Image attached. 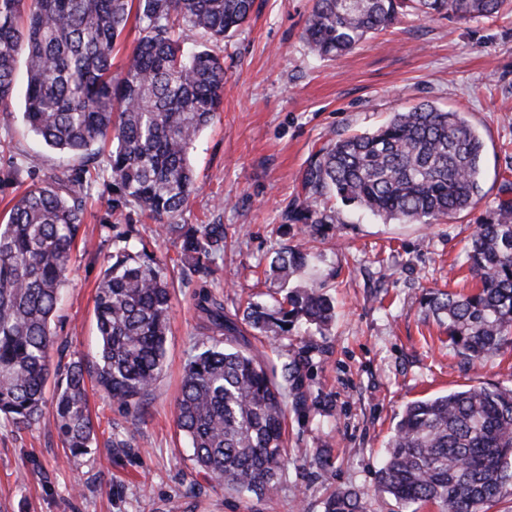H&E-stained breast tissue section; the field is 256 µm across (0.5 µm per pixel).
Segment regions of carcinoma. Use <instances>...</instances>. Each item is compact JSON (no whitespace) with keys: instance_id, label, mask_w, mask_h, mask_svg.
Listing matches in <instances>:
<instances>
[{"instance_id":"1","label":"carcinoma","mask_w":512,"mask_h":512,"mask_svg":"<svg viewBox=\"0 0 512 512\" xmlns=\"http://www.w3.org/2000/svg\"><path fill=\"white\" fill-rule=\"evenodd\" d=\"M509 0H313L303 39L319 58H339L412 12L467 22L496 18ZM255 0H0V110L15 94V64L25 55L24 119L53 150L82 156L106 140L112 178L125 203L162 224L179 244V260L202 281L194 307L206 349L187 364L176 424L195 464L238 493L276 490L288 454V388L307 359L276 370L245 339L282 340L298 320L321 331L334 306L320 285L287 292L274 303L251 301L242 316L224 312L208 288L210 265L224 249L222 224H171L187 207L196 177L191 149L224 99V61L188 49L172 33L176 17L218 41L249 18ZM135 14L140 37L121 72L112 52ZM482 139L459 112L421 103L397 111L373 131L329 140L302 176L305 198L284 214L311 235L336 223L320 198L400 223L431 224L471 211L482 191ZM80 184L65 178L23 194L0 219V415L18 428L42 416L55 339L58 291L82 224ZM94 305L98 361L71 362L58 393L54 427L72 458L88 454L96 429L86 378L113 400L137 407L165 368L174 278L166 257L137 238L117 234ZM308 262L286 248L269 274L288 279ZM474 291L437 290L426 298L446 324L450 345L479 364L512 340V199L477 226L466 250ZM512 480V389L453 391L406 406L377 471L375 495L404 506L432 503L441 512H487ZM324 512H369L350 489Z\"/></svg>"}]
</instances>
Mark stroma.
<instances>
[{
    "instance_id": "stroma-1",
    "label": "stroma",
    "mask_w": 512,
    "mask_h": 512,
    "mask_svg": "<svg viewBox=\"0 0 512 512\" xmlns=\"http://www.w3.org/2000/svg\"><path fill=\"white\" fill-rule=\"evenodd\" d=\"M311 8L312 0H256L249 21L218 42L175 29L224 60L223 105L191 153L197 190L175 221L223 225L212 285L225 312L235 314L251 296H283L264 270L289 245L309 254L291 286L318 280L335 305L305 374L307 401L288 405V469L276 493L259 498L217 487L176 427L175 398L201 337L194 276L175 280L167 368L141 410L126 411L89 387L98 446L69 459L53 426L57 383L70 362L97 359L94 299L119 246L113 225H135L169 263L179 253L156 223L117 205L109 147L95 146L86 160L65 158L28 130L20 62L10 109L0 112V215L27 189L83 166L89 173L79 239L51 323L56 344L43 416L26 429L0 417V512H323L326 498L346 488L372 512H409L374 494L405 405L455 390L512 388V344L470 365L423 304L431 290L474 288L465 249L512 185V13L470 22L406 16L345 57L318 60L302 38ZM421 102L465 113L484 141L482 198L471 212L402 224L340 205L335 223L317 225L313 238L283 234L282 213L302 197L315 150ZM17 165L23 174L8 179ZM115 437L127 448H107ZM317 457L329 465H314Z\"/></svg>"
}]
</instances>
